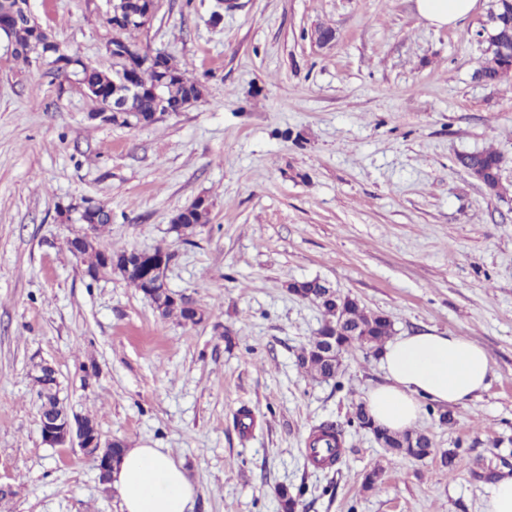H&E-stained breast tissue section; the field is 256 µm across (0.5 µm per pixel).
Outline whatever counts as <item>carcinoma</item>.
<instances>
[{
  "mask_svg": "<svg viewBox=\"0 0 512 512\" xmlns=\"http://www.w3.org/2000/svg\"><path fill=\"white\" fill-rule=\"evenodd\" d=\"M28 0H0V22L8 26V33L14 44L13 55L27 63L36 60L47 50L45 35L40 26L25 19L23 10ZM487 23L492 41L487 43L478 74L492 77V82H502L512 77V0H496ZM150 51L143 50L142 62L131 70L132 80L139 89L127 111L112 117L116 125H146L157 120L166 112H176L179 107L200 93L201 84L185 77L174 62L163 56L170 72L168 82H159L156 64L149 59ZM75 70L80 81L90 88L89 98L95 103L92 113H98L112 106L116 89L112 83L114 74L105 72L76 59ZM457 164L476 177L491 194L501 188L500 171L502 159L491 150L465 152L457 155ZM209 203L204 198L196 199L181 210L173 220L176 229L194 228L208 222ZM86 225V232L68 239L69 244H79L81 256L89 258L88 276L97 280L101 276L118 273L144 295L152 298L156 311L162 318L175 314L185 322L198 324L204 320V312L197 307L168 297L154 298V283L159 276L155 272L148 276L137 271L138 250H106L93 246L95 234L112 222V213L104 205L90 216L73 218ZM289 292L303 300L316 304L323 312L324 322L308 347L299 356L300 365L317 379L334 380L336 388H342L337 381L341 368V357L350 349L359 347L375 355L380 354L387 341L393 336L392 321L380 313H371L361 308L357 300L344 296L334 288H327L316 278L297 281L289 286ZM355 428L372 435L374 440L387 452L424 460L435 453L436 448L428 434L423 431L391 432L372 421L365 405L358 404L343 423L324 421L310 433L305 448L308 461L317 468H331L343 456V439L346 429ZM97 454H112L113 467H118L125 446L120 440L96 447ZM305 488L296 490L288 486L278 488L281 512H298Z\"/></svg>",
  "mask_w": 512,
  "mask_h": 512,
  "instance_id": "carcinoma-1",
  "label": "carcinoma"
}]
</instances>
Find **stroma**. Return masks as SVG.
<instances>
[{
	"mask_svg": "<svg viewBox=\"0 0 512 512\" xmlns=\"http://www.w3.org/2000/svg\"><path fill=\"white\" fill-rule=\"evenodd\" d=\"M494 3L438 29L414 0H157L135 39L204 95L146 126L91 120L79 87L0 45V480L15 489L0 512H120L79 449L43 443L42 364L103 440L181 463L194 512H280L281 485L306 487L299 512H483L489 475L512 474V80L477 76ZM30 6L65 53L111 71L107 0ZM482 149L502 158L499 194L456 163ZM200 196L208 223L172 232ZM83 197L112 211L100 248L173 253L169 285L202 323L159 317L119 276H86L66 245L82 227L57 216ZM316 277L396 335L434 329L487 351V388L450 406V424L425 410L415 423L458 448L456 472L353 429L340 464L307 461L310 431L384 381L360 349L337 383L299 365L323 315L288 286Z\"/></svg>",
	"mask_w": 512,
	"mask_h": 512,
	"instance_id": "1",
	"label": "stroma"
}]
</instances>
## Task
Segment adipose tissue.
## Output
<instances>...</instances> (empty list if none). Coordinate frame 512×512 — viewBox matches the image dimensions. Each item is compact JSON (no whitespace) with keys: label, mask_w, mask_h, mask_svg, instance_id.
Instances as JSON below:
<instances>
[{"label":"adipose tissue","mask_w":512,"mask_h":512,"mask_svg":"<svg viewBox=\"0 0 512 512\" xmlns=\"http://www.w3.org/2000/svg\"><path fill=\"white\" fill-rule=\"evenodd\" d=\"M477 0H415L419 17L436 28L456 25L475 10ZM383 384L372 389L367 407L376 422L392 431L411 426L423 402L458 404L486 388L488 353L468 337L421 330L397 337L381 353ZM112 483L121 512H191L196 491L186 472L155 448L127 449Z\"/></svg>","instance_id":"1"}]
</instances>
